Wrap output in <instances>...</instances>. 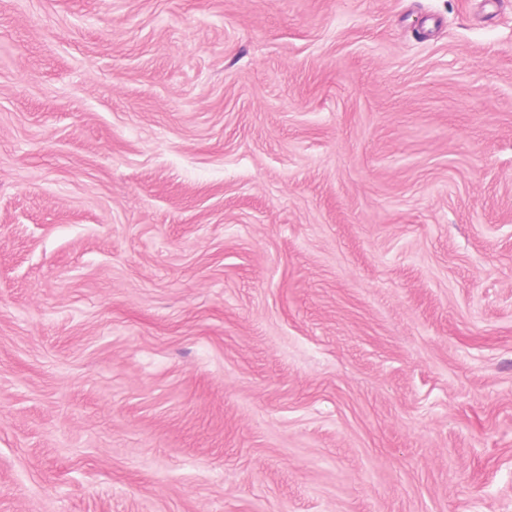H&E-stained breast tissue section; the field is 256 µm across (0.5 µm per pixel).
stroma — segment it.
<instances>
[{
  "instance_id": "stroma-1",
  "label": "stroma",
  "mask_w": 512,
  "mask_h": 512,
  "mask_svg": "<svg viewBox=\"0 0 512 512\" xmlns=\"http://www.w3.org/2000/svg\"><path fill=\"white\" fill-rule=\"evenodd\" d=\"M0 0V512H512V0Z\"/></svg>"
}]
</instances>
